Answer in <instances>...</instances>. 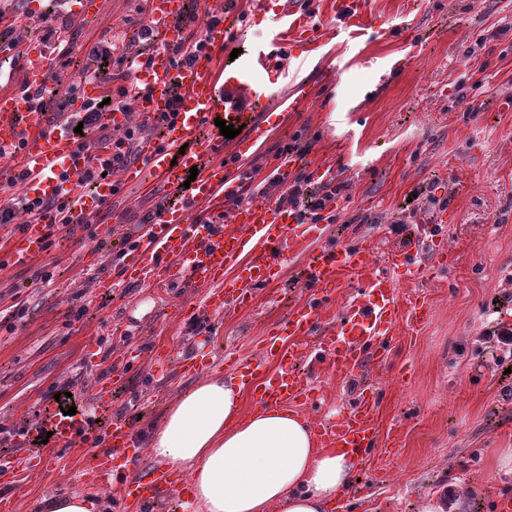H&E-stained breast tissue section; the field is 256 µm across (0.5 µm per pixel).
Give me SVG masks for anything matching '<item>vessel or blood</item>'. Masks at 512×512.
Returning a JSON list of instances; mask_svg holds the SVG:
<instances>
[{
  "instance_id": "b4317fda",
  "label": "vessel or blood",
  "mask_w": 512,
  "mask_h": 512,
  "mask_svg": "<svg viewBox=\"0 0 512 512\" xmlns=\"http://www.w3.org/2000/svg\"><path fill=\"white\" fill-rule=\"evenodd\" d=\"M254 20L269 12L290 18L300 12V0H251ZM211 8L223 15L222 21L205 29L206 46L189 68H172L164 52H156L150 64L133 69L140 88L134 111L146 119L170 113L172 119L156 142L143 143L141 160L124 168L118 177L97 181L93 190L79 185L78 179L89 163L105 167L112 163L111 151L88 159L77 150L71 134L64 128L42 123L41 113L32 108L31 90L49 82L47 57L50 50L42 40L29 41L24 57L29 62L27 89L0 87V154L14 155V166L27 174L29 197L74 200V212L85 215L112 199L116 190L135 183L150 190L162 186L177 191L180 200L165 204L154 220V236L126 263L127 282L163 296L179 282L206 289L205 302L212 312H223L226 302L243 307L250 303L259 286L268 284L286 259L287 234L297 226L294 214L275 203L258 201L233 210L238 232L209 235L204 225L192 222L191 211L207 206L211 212L224 210L225 196L237 183L224 162L225 154H248L265 129L254 126V109L267 97L266 77L283 71L287 38L276 34L269 43L253 46L240 55L237 64L217 69V59L231 46L238 22L235 0H211ZM183 0H149L147 22L158 42L176 40L173 20L182 11ZM247 129L248 134L226 144L217 120ZM44 224L31 221L9 243L10 253L29 259L39 255L45 245ZM260 244L262 253L253 261L241 262L245 249ZM370 253L363 247H345L311 255L307 268L314 293L309 301L297 305L285 327L266 337L264 356L275 358L274 370L262 369L260 361L233 359L245 390L257 405L284 406L296 400L311 401L315 390L309 377L295 364L302 355L295 339L313 334L320 307L330 300L346 271H369ZM233 268L232 279H225V268ZM432 316L424 290H417L408 309H401L392 281L383 274H371L364 298L346 312L339 332L318 337V349L325 360L347 372L355 369L369 354L384 355L400 319L416 326L426 325ZM379 405L375 390H366L358 405L339 413L330 424L319 425V447L343 448L358 464L373 461L380 443L374 414ZM98 420L106 435L105 447L87 450L89 471L100 488L112 485L119 471L127 476L120 486L121 502H135L140 512H153L165 491H176L180 500L188 498V482L171 470L159 467L139 469L143 450L131 426L112 414V382L97 386L92 416L78 413L60 415L51 403H44L36 430L50 433L52 442L68 448L81 437L90 420Z\"/></svg>"
}]
</instances>
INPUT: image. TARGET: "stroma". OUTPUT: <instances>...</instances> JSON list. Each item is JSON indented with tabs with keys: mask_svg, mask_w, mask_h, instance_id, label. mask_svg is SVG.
<instances>
[{
	"mask_svg": "<svg viewBox=\"0 0 512 512\" xmlns=\"http://www.w3.org/2000/svg\"><path fill=\"white\" fill-rule=\"evenodd\" d=\"M147 0H102L91 25H78L71 51L58 59L63 91L45 107L46 119L76 111L71 89L83 86L85 47L105 32L145 49L137 33ZM364 23L346 24L342 0H308L319 42L288 49L289 74L270 86L267 111L256 114L267 131L239 169L267 177L280 148L295 134L313 139L301 169L309 188L337 187L334 223L290 244L277 283L259 288L249 309L201 310L205 292L175 285L167 304L137 338L142 354L124 366L112 393L116 416L128 419L139 446L168 406L191 389L175 362L161 367L149 351L155 342L176 358L193 357L210 372L230 375L225 355L261 356L263 341L292 307L309 297V251L359 245L370 250L374 272L386 273L408 301L425 282L433 315L423 328L400 324L384 358H366L353 372H336L308 342L301 366L318 395L291 404L310 425L323 424L355 405L367 387L381 391L376 413L381 431L400 427L401 444L355 469L348 512H422L425 500L449 489L462 512H512V471L500 468L512 448V374L493 371L488 331L512 324V308H494L512 295V0H356ZM9 13L31 14L32 30H5L6 42L24 41L60 27V0H6ZM311 92L304 108L291 109L300 88ZM159 189H121L90 225L56 229L49 248L32 259L0 257V426H31L38 405L67 387L77 410H91L100 369L99 346L109 364L120 363L130 342L120 312L137 305L140 287L114 286L89 272L124 246L129 225L139 223ZM397 246L408 249L420 280L390 268ZM446 253L447 266L435 256ZM51 273L38 282L37 271ZM25 299L23 318L11 317L15 298ZM207 329L198 333L195 322ZM121 364V363H120ZM51 467L34 466L25 447L0 445V496H12L17 512H38L47 494L83 493L119 507L113 490L91 485L83 469V445L43 448Z\"/></svg>",
	"mask_w": 512,
	"mask_h": 512,
	"instance_id": "35a3bbf8",
	"label": "stroma"
}]
</instances>
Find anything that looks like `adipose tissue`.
<instances>
[{"label":"adipose tissue","mask_w":512,"mask_h":512,"mask_svg":"<svg viewBox=\"0 0 512 512\" xmlns=\"http://www.w3.org/2000/svg\"><path fill=\"white\" fill-rule=\"evenodd\" d=\"M234 378L208 376L180 395L153 430L152 458L188 473L197 512H332L356 467L316 447L309 423L282 407L243 414Z\"/></svg>","instance_id":"obj_1"}]
</instances>
